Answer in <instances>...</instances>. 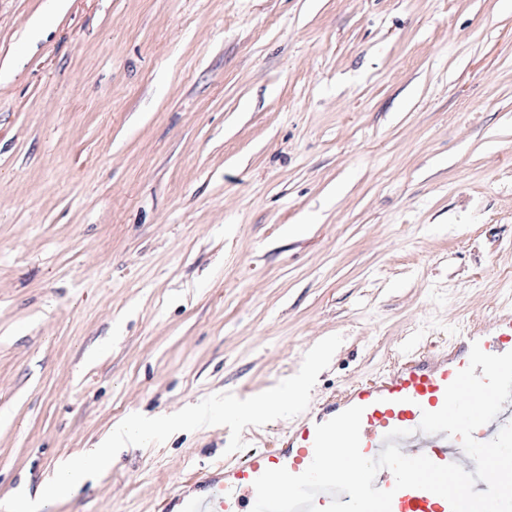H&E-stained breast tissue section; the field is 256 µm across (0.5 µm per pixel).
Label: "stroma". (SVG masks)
<instances>
[{
	"label": "stroma",
	"instance_id": "stroma-1",
	"mask_svg": "<svg viewBox=\"0 0 512 512\" xmlns=\"http://www.w3.org/2000/svg\"><path fill=\"white\" fill-rule=\"evenodd\" d=\"M0 0V499L128 415L311 405L512 298V0ZM230 430L49 512H165Z\"/></svg>",
	"mask_w": 512,
	"mask_h": 512
}]
</instances>
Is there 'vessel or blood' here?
<instances>
[{
	"instance_id": "obj_1",
	"label": "vessel or blood",
	"mask_w": 512,
	"mask_h": 512,
	"mask_svg": "<svg viewBox=\"0 0 512 512\" xmlns=\"http://www.w3.org/2000/svg\"><path fill=\"white\" fill-rule=\"evenodd\" d=\"M460 333L462 339L452 351L412 356L389 376L352 391L349 405L363 409L360 450L364 456L376 457L385 447L387 433L406 429L409 437L398 441L402 453L423 454L440 465L456 462L465 471L475 470L474 461L462 449L460 437H449L442 432L423 434L418 426L423 412L442 408L447 386L469 363L472 344H480L489 354L512 351V305L498 312L490 329L464 327ZM340 412L336 403H324L316 416L303 420L274 448L250 451L236 465L199 477L189 485L191 496L184 504V512H251L256 499L255 480L268 469L283 467L293 474L305 471L314 457L317 425ZM509 423H512V400L504 403L492 422L479 427L474 437L481 442L490 441ZM374 485L393 490L391 512H451L448 501L432 492L416 488L394 490V476L389 470H380Z\"/></svg>"
}]
</instances>
